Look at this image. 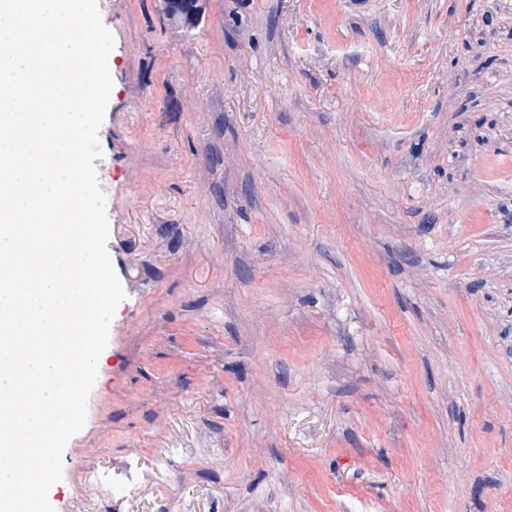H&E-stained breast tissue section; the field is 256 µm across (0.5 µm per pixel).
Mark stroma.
Segmentation results:
<instances>
[{
    "label": "stroma",
    "instance_id": "obj_1",
    "mask_svg": "<svg viewBox=\"0 0 512 512\" xmlns=\"http://www.w3.org/2000/svg\"><path fill=\"white\" fill-rule=\"evenodd\" d=\"M99 0L125 298L87 465L137 512H512V0ZM170 1L171 0H158V4H159V10L161 12V14L174 26L180 28V29H193V28H196L199 26V24L202 22V20L204 19L205 15H206V12L208 10V3L209 1L208 0H189L192 7H193V12H194V18H195V23L193 25L192 28H188L186 27L185 25V21L184 19L175 14L172 10H171V4H170Z\"/></svg>",
    "mask_w": 512,
    "mask_h": 512
}]
</instances>
